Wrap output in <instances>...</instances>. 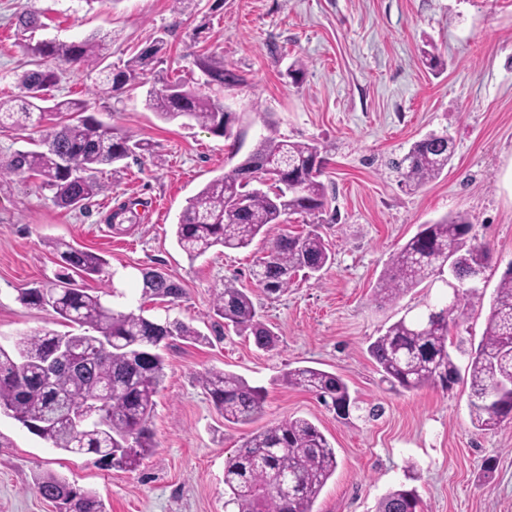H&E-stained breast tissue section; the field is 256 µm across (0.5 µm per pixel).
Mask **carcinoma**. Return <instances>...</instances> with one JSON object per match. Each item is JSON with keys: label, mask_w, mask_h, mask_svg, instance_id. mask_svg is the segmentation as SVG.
I'll return each mask as SVG.
<instances>
[{"label": "carcinoma", "mask_w": 512, "mask_h": 512, "mask_svg": "<svg viewBox=\"0 0 512 512\" xmlns=\"http://www.w3.org/2000/svg\"><path fill=\"white\" fill-rule=\"evenodd\" d=\"M36 8L23 11L18 27L33 33L45 27ZM101 39L39 40L25 50L35 58L92 67L100 58ZM167 53L163 38L111 71L114 84L136 86L145 72L155 69ZM201 67L207 84H238L237 76L206 63ZM58 80L54 71L33 69L20 78V95L0 99V126H41L46 113L57 122L45 130L36 148L17 150L0 165V175L29 173L53 191L64 209H76L106 190L97 173L121 163L148 144L87 114L83 100L66 99L46 106L45 91ZM145 107L167 122L197 124L220 136H231L234 116L210 97L184 83L164 82L147 91ZM453 155L452 138L431 132L414 142L394 162L402 181L418 189L438 178ZM263 165L284 173L288 185L273 181L267 189H248L240 172L231 170L209 181L190 198L175 224L178 247L193 261L214 247L242 249L265 233L270 224H285L292 215L309 218L307 229L284 232L268 243L267 255L251 276L269 295L290 288L296 272L311 274L332 263L329 244L320 232L322 215L329 209L326 187L319 180L323 165L317 146L270 134L243 159V165ZM135 204L112 212L108 223L120 226L136 219ZM471 215L458 211L418 231L393 252L374 287L373 300L385 307L424 281L440 280L450 267L455 297L443 292L440 303L426 311L402 315L368 346L382 380L395 391H414L431 385L449 388L459 369L449 349L450 327L458 326L467 308L466 281L483 274L491 262L488 247L471 242ZM60 256V270L49 284L20 291L26 306L49 307L73 330L58 333L42 329L27 333L5 348L0 345V412L20 423L51 447L94 457L107 467L135 470L156 448L150 428L159 387L166 377L163 349L169 339L205 340L179 319L159 320L144 315V307L118 309L102 295L121 297L112 290L95 291L81 282L105 273L108 261L100 254L68 242L48 241ZM142 297L171 304L183 298L182 286L157 269H144ZM213 316L224 325L253 336L255 345L270 350L278 336L259 320L250 295L233 282L216 292ZM78 343L89 360L79 373L54 365L63 344ZM470 420L481 432L512 422V274L502 275L494 290L485 330L468 355ZM283 380L316 396L328 409L343 405L359 409L345 380L333 373L299 366L288 369ZM200 383L224 420L234 424L255 421L265 412L266 392L241 376L209 369ZM338 466L336 449L313 422L291 418L249 434L235 454L224 462L226 512H314L313 506ZM43 498L60 499L67 512H107L93 492L46 473L35 479ZM415 490L399 487L378 501L376 512H419Z\"/></svg>", "instance_id": "carcinoma-1"}]
</instances>
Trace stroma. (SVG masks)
I'll list each match as a JSON object with an SVG mask.
<instances>
[{
  "instance_id": "1",
  "label": "stroma",
  "mask_w": 512,
  "mask_h": 512,
  "mask_svg": "<svg viewBox=\"0 0 512 512\" xmlns=\"http://www.w3.org/2000/svg\"><path fill=\"white\" fill-rule=\"evenodd\" d=\"M45 10L36 39L104 41L94 68L55 61L60 77L47 95L86 101L99 120L150 143L151 152L105 169L106 190L84 209L67 210L26 175L0 181V345L41 329L66 331L52 310L21 304L20 289L53 278L60 259L43 241L59 238L97 252L114 283L148 315L179 318L206 335L203 343L172 339L166 378L151 428L156 447L134 471L94 465L50 447L0 414V512H55L34 488L52 472L94 492L108 512H224V461L253 426L304 417L336 450L338 467L315 512H375L391 488L417 491L423 512H512V423L492 433L473 428L469 385L427 386L395 393L382 383L369 344L406 312L436 302L438 285L422 284L381 308L373 288L390 255L420 224L469 212L477 242L492 253L484 288L469 300L450 342H479L500 276L512 263V0H0V97L18 92L32 67L16 17ZM163 64L142 84L115 92L105 83L155 37ZM434 46L444 65L422 62ZM305 72L293 82L290 69ZM238 76L234 86L206 85L201 63ZM186 82L233 112L232 138L162 121L143 99L157 78ZM448 132L454 155L441 177L417 190L391 169L413 142ZM276 134L315 144L325 158V184L336 221L321 231L334 254L320 277H296L288 292L269 295L250 271L262 240L241 250L217 247L188 260L173 229L186 201L232 170ZM137 202L139 223L117 231L107 222L121 204ZM179 281L173 307L142 300L140 271ZM251 293L260 319L279 338L262 350L226 328L213 338L212 304L226 281ZM311 366L341 376L353 396L379 403L373 421L347 420L309 392L284 384L285 370ZM223 369L267 392L256 425L225 422L198 378Z\"/></svg>"
}]
</instances>
